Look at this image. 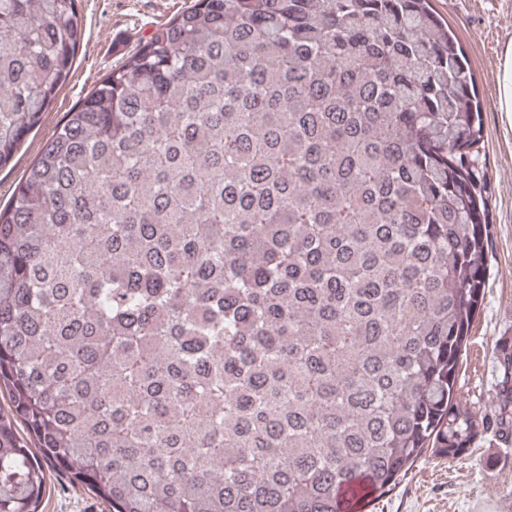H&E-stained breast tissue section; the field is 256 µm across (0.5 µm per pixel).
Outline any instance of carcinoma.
Segmentation results:
<instances>
[{"instance_id":"obj_1","label":"carcinoma","mask_w":512,"mask_h":512,"mask_svg":"<svg viewBox=\"0 0 512 512\" xmlns=\"http://www.w3.org/2000/svg\"><path fill=\"white\" fill-rule=\"evenodd\" d=\"M432 0H194L0 210V512H342L512 428L459 361L487 272L482 115ZM78 0H0V167ZM50 491L42 503V512H109L94 495L69 482L58 472L51 475Z\"/></svg>"}]
</instances>
